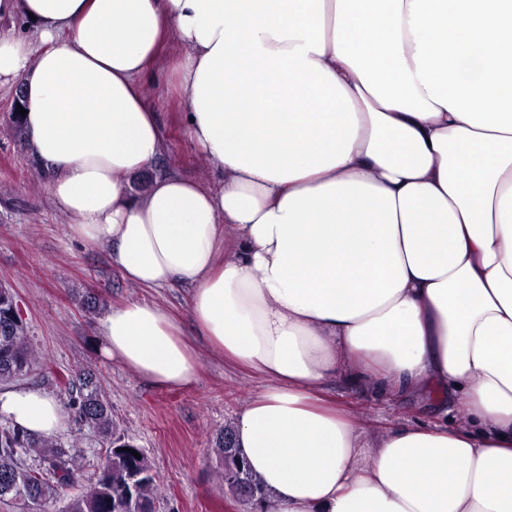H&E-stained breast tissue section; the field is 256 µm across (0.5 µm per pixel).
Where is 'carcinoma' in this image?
Segmentation results:
<instances>
[{"label": "carcinoma", "instance_id": "cac0c4a2", "mask_svg": "<svg viewBox=\"0 0 512 512\" xmlns=\"http://www.w3.org/2000/svg\"><path fill=\"white\" fill-rule=\"evenodd\" d=\"M15 296L0 286V384L12 382L28 373L38 357L25 343L23 320L13 315ZM69 396L71 418L87 424L107 441V449L98 470L85 484L76 481L81 469L80 455L66 449L55 438L36 439L23 428L13 425L0 428V502L40 506L59 489H73L66 512H156L158 484L143 450L127 441L125 446L141 454L137 458L115 445L122 441L114 436L112 409L105 399L97 375L85 369L64 382ZM217 452L224 455V485L247 503L266 499L260 481L246 468L233 446L232 427L216 438ZM31 452L41 459L37 470L22 468L21 456ZM138 476L136 499H127L129 480Z\"/></svg>", "mask_w": 512, "mask_h": 512}]
</instances>
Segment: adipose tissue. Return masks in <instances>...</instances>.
Returning a JSON list of instances; mask_svg holds the SVG:
<instances>
[{"mask_svg":"<svg viewBox=\"0 0 512 512\" xmlns=\"http://www.w3.org/2000/svg\"><path fill=\"white\" fill-rule=\"evenodd\" d=\"M17 18L36 38L0 30V85L72 236L189 293L183 321L112 307L105 357L184 388L196 337L260 377L233 430L269 512H512V0H0ZM170 39L215 188L148 173ZM339 379L463 421L366 436ZM1 417L68 414L21 387Z\"/></svg>","mask_w":512,"mask_h":512,"instance_id":"1","label":"adipose tissue"}]
</instances>
